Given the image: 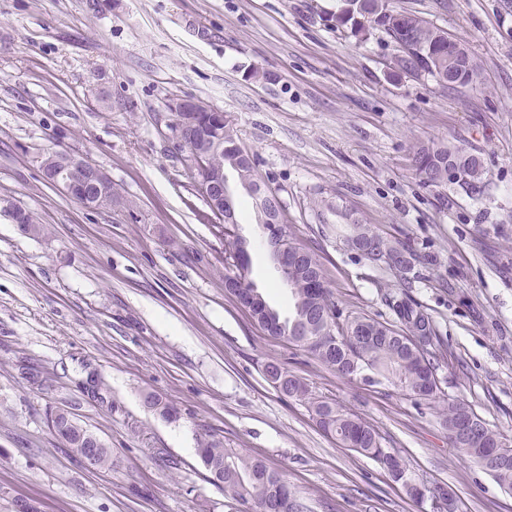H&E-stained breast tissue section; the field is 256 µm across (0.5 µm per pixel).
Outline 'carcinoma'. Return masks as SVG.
Listing matches in <instances>:
<instances>
[{
    "label": "carcinoma",
    "mask_w": 512,
    "mask_h": 512,
    "mask_svg": "<svg viewBox=\"0 0 512 512\" xmlns=\"http://www.w3.org/2000/svg\"><path fill=\"white\" fill-rule=\"evenodd\" d=\"M341 2L336 22L350 26L356 35L365 31L366 20L383 28L397 47L395 64L399 70L411 76L427 74L441 84L448 83V33L415 12L391 8L388 0ZM477 71L478 63L472 55L462 57L456 83H469ZM186 117L217 142L213 153L205 160L208 169L216 172L231 165L238 150L232 125L211 131L202 112L176 115L178 119ZM452 155L457 156L459 152L446 146L418 148L414 167L419 181L424 185L441 184L454 175L468 184L478 183L481 179L478 160L463 156L459 166L450 167L448 157ZM252 207L259 224L266 225L263 217L274 215L278 217L277 223H284L281 205L275 197L261 205L254 199ZM353 237L370 248V252L364 254L370 261L374 260L372 251L377 250L397 258L395 269L405 270L412 264L413 253L402 242L389 239L369 224L353 225ZM288 248L292 309L283 321L290 326L295 319H300L298 334L290 342L306 348L321 365L342 377L355 361L397 386L404 395L434 402L441 355L435 349L436 326L422 306L407 295L393 303L397 317L394 324H384L366 315L342 320L328 287L321 256L292 239ZM250 285L245 273L224 275V288L240 304L247 302ZM332 329L340 336L339 343L327 349L318 345L316 337ZM266 373L285 378L277 390L284 396L307 402L320 427L335 437L341 447L376 461L388 471L393 482L410 491L415 483L411 471L394 449L382 447L380 434L369 422L335 402L311 397L306 383L276 363L268 364ZM439 414L457 452L484 470L501 488L512 491V448L461 402H442ZM85 437L86 428L79 424L68 426L67 432L60 435L65 445L78 455L83 454ZM199 458L215 485L243 501L252 502L256 512H305V505L261 458L238 456L213 440L199 449Z\"/></svg>",
    "instance_id": "cac0c4a2"
}]
</instances>
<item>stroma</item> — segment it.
<instances>
[{
	"label": "stroma",
	"instance_id": "35a3bbf8",
	"mask_svg": "<svg viewBox=\"0 0 512 512\" xmlns=\"http://www.w3.org/2000/svg\"><path fill=\"white\" fill-rule=\"evenodd\" d=\"M390 2L464 41L473 81L395 70L389 36H353L339 0H0V200L45 228L0 215V512H253L209 481L206 440L263 457L307 512H436L281 395L272 362L371 423L455 512H512L435 405L337 375L226 294L224 223L177 148L173 102L224 111L289 235L322 256L340 313L391 324L389 296L423 305L442 393L512 446V0ZM433 143L476 156L478 185L419 182L413 152ZM54 151L104 170L113 206L85 209L47 183ZM225 175L249 278L288 315L251 199ZM357 222L414 264L365 259L349 242ZM149 393L175 417L148 410ZM60 408L111 448V469L90 470L52 432Z\"/></svg>",
	"mask_w": 512,
	"mask_h": 512
}]
</instances>
